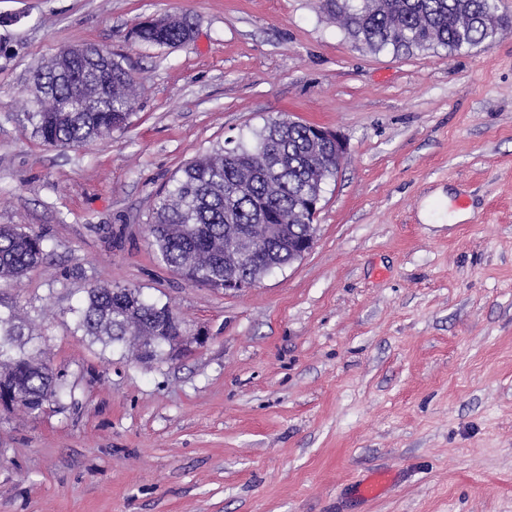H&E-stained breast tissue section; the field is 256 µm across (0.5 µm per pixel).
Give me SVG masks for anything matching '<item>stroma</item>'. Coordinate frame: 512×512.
Masks as SVG:
<instances>
[{
    "mask_svg": "<svg viewBox=\"0 0 512 512\" xmlns=\"http://www.w3.org/2000/svg\"><path fill=\"white\" fill-rule=\"evenodd\" d=\"M491 47L396 56L324 0H0V225L48 256L0 302L68 395L0 411V512H512V0ZM193 41L147 46L151 15ZM96 44L139 79L129 124L75 149L25 119L29 72ZM338 131L317 242L253 289L187 284L147 232L188 161L280 115ZM463 220L428 224L425 203ZM210 339L145 363L76 332L92 284ZM390 471L374 501L358 478ZM193 21L187 15L168 24L140 22L134 29V38L143 44L158 46L185 45L193 40Z\"/></svg>",
    "mask_w": 512,
    "mask_h": 512,
    "instance_id": "obj_1",
    "label": "stroma"
}]
</instances>
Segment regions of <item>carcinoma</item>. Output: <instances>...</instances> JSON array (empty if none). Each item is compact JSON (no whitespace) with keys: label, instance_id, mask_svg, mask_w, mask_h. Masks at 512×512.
I'll return each instance as SVG.
<instances>
[{"label":"carcinoma","instance_id":"cac0c4a2","mask_svg":"<svg viewBox=\"0 0 512 512\" xmlns=\"http://www.w3.org/2000/svg\"><path fill=\"white\" fill-rule=\"evenodd\" d=\"M329 16L357 42L374 51L412 53L445 49L450 53L490 47L493 30L481 18L497 11V0H385L382 13L365 0H326ZM134 38L143 44L185 45L193 40L187 15L168 24L141 22ZM112 93L98 94L97 63L76 59L71 65H42L29 77L31 107L25 119L42 142L60 148L81 147L125 127L136 105L133 72L110 55ZM313 143L307 129L280 116L269 121L254 140H231L185 164L170 187L159 193L148 235L160 262L191 285L224 289L235 271L228 259L232 245L224 225L299 224L302 197L323 189L336 165L312 167ZM47 256L44 236L0 226V284L19 281ZM272 262L288 263V244L271 255L262 251L242 263L252 277ZM75 329L106 347L141 362H159L170 339L183 335L184 321L167 303L148 300L137 288L117 294L94 284L71 309ZM156 349L141 354L144 345ZM63 375L46 358L35 337L25 335L13 307L0 303V407L39 413L49 398L62 399Z\"/></svg>","mask_w":512,"mask_h":512}]
</instances>
